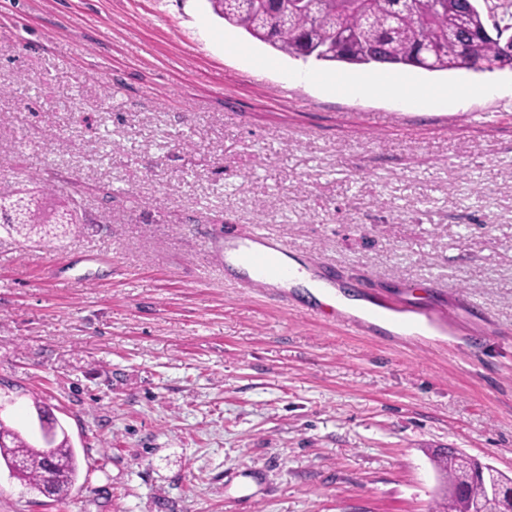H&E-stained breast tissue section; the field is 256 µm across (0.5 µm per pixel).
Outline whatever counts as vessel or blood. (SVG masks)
Segmentation results:
<instances>
[{"label": "vessel or blood", "instance_id": "1", "mask_svg": "<svg viewBox=\"0 0 512 512\" xmlns=\"http://www.w3.org/2000/svg\"><path fill=\"white\" fill-rule=\"evenodd\" d=\"M225 256L233 257L241 269L244 287L262 288L267 281L289 277L290 269L280 264L278 256L285 248L281 240L261 230H254L249 237L225 233L222 238Z\"/></svg>", "mask_w": 512, "mask_h": 512}]
</instances>
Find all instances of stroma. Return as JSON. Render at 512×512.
<instances>
[{
	"instance_id": "1",
	"label": "stroma",
	"mask_w": 512,
	"mask_h": 512,
	"mask_svg": "<svg viewBox=\"0 0 512 512\" xmlns=\"http://www.w3.org/2000/svg\"><path fill=\"white\" fill-rule=\"evenodd\" d=\"M207 0H0V189L80 228L0 230V422L79 462L66 499L0 470V512H430L452 448L512 476V72L395 68L448 107L296 85ZM259 229L416 333L355 334L238 287Z\"/></svg>"
}]
</instances>
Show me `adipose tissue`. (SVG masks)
<instances>
[{
  "instance_id": "1",
  "label": "adipose tissue",
  "mask_w": 512,
  "mask_h": 512,
  "mask_svg": "<svg viewBox=\"0 0 512 512\" xmlns=\"http://www.w3.org/2000/svg\"><path fill=\"white\" fill-rule=\"evenodd\" d=\"M288 78L298 84L321 86L326 91L335 94H383L420 104L434 102L457 106L473 98L490 96L496 92L495 87L489 85L425 86L412 84L394 78L384 69L380 70L377 75L354 79L342 74L321 76L310 68L304 67L290 71Z\"/></svg>"
}]
</instances>
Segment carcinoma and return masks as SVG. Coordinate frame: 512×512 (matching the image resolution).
Wrapping results in <instances>:
<instances>
[{
	"instance_id": "1",
	"label": "carcinoma",
	"mask_w": 512,
	"mask_h": 512,
	"mask_svg": "<svg viewBox=\"0 0 512 512\" xmlns=\"http://www.w3.org/2000/svg\"><path fill=\"white\" fill-rule=\"evenodd\" d=\"M307 12L272 13L267 0H209L224 22L252 38L295 58L348 65L388 64L429 72L466 70L512 71V46L500 34L512 29V0L499 4L502 18L488 28L476 0H416L400 12L396 0H310ZM31 192L0 195V223L14 225L18 233L48 235L37 227ZM0 460L18 461L17 478L34 485L52 478L53 495L67 496L78 476V462L68 437L51 448H37L0 422ZM434 462L457 493L444 495L442 512H466L471 501L483 512H503L512 491V477L496 489L471 457L456 451L440 452Z\"/></svg>"
}]
</instances>
